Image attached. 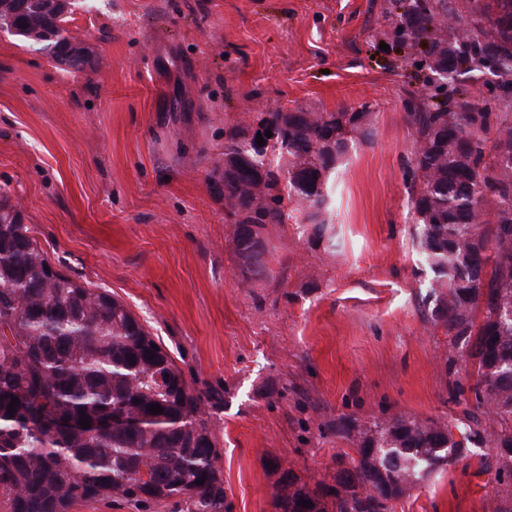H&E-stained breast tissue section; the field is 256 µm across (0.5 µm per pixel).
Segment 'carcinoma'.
<instances>
[{
    "label": "carcinoma",
    "mask_w": 512,
    "mask_h": 512,
    "mask_svg": "<svg viewBox=\"0 0 512 512\" xmlns=\"http://www.w3.org/2000/svg\"><path fill=\"white\" fill-rule=\"evenodd\" d=\"M400 2L389 26L426 88L407 105L415 133L407 193L434 274L431 319L472 360L450 389L466 408L451 422L387 411L336 422L357 457L336 453L333 485L311 486L288 471V493L275 502L282 512H391V502L485 442L495 449L492 512H512V0ZM64 8L61 0H0V31L80 69L59 57L60 44L72 41ZM373 122L364 109L297 110L225 132L224 208L244 283L265 272L261 235L286 223L292 198L305 205L312 236L333 239L331 181L351 146L370 139ZM202 403L123 303L52 267L21 208L0 191L3 512H70L110 498L229 512ZM155 404L164 412L149 413ZM83 415L119 422L84 429Z\"/></svg>",
    "instance_id": "obj_1"
}]
</instances>
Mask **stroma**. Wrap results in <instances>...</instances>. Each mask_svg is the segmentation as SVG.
<instances>
[{
    "label": "stroma",
    "instance_id": "obj_1",
    "mask_svg": "<svg viewBox=\"0 0 512 512\" xmlns=\"http://www.w3.org/2000/svg\"><path fill=\"white\" fill-rule=\"evenodd\" d=\"M389 0H76L82 69L0 32V189L53 268L122 301L203 398L230 512H276L282 474L333 483L344 416L448 421L452 350L413 240L406 102L383 50ZM367 110L337 169L334 240L303 211L268 225L266 274L241 286L219 178L224 131L263 113ZM487 445L392 512H488Z\"/></svg>",
    "mask_w": 512,
    "mask_h": 512
}]
</instances>
